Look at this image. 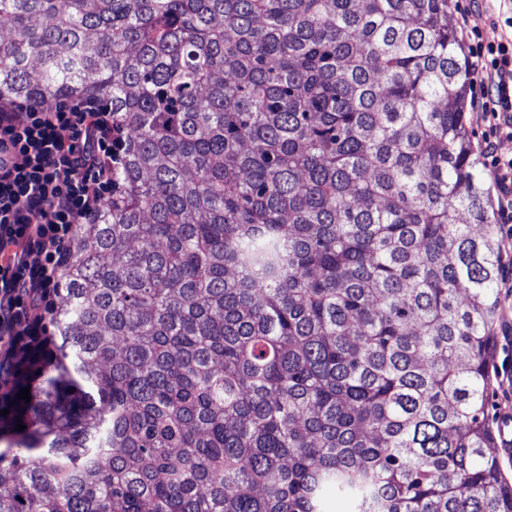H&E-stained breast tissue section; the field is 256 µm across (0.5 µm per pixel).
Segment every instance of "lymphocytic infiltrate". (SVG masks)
Masks as SVG:
<instances>
[{"mask_svg":"<svg viewBox=\"0 0 512 512\" xmlns=\"http://www.w3.org/2000/svg\"><path fill=\"white\" fill-rule=\"evenodd\" d=\"M473 68L487 92L477 99L484 153L507 241L512 242V41L472 30ZM112 195V112L76 99L55 109L0 102V363L21 339L42 333L71 259L75 227Z\"/></svg>","mask_w":512,"mask_h":512,"instance_id":"1","label":"lymphocytic infiltrate"}]
</instances>
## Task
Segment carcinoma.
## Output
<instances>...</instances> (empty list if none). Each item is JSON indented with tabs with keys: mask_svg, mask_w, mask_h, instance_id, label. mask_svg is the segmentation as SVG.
<instances>
[{
	"mask_svg": "<svg viewBox=\"0 0 512 512\" xmlns=\"http://www.w3.org/2000/svg\"><path fill=\"white\" fill-rule=\"evenodd\" d=\"M470 84L448 0H0V101L116 139L0 512H512Z\"/></svg>",
	"mask_w": 512,
	"mask_h": 512,
	"instance_id": "cac0c4a2",
	"label": "carcinoma"
}]
</instances>
